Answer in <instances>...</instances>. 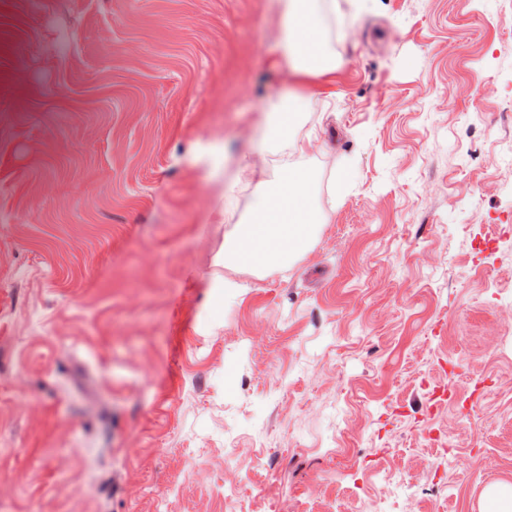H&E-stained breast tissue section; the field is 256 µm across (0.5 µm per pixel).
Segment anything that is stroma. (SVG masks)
Returning a JSON list of instances; mask_svg holds the SVG:
<instances>
[{
    "instance_id": "stroma-1",
    "label": "stroma",
    "mask_w": 512,
    "mask_h": 512,
    "mask_svg": "<svg viewBox=\"0 0 512 512\" xmlns=\"http://www.w3.org/2000/svg\"><path fill=\"white\" fill-rule=\"evenodd\" d=\"M279 25L0 0V512H372L392 475L397 512H482L512 484V0L333 23L293 158L327 222L228 299L257 189L215 224L213 181L225 149L273 168Z\"/></svg>"
}]
</instances>
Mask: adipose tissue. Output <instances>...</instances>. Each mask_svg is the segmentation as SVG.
Masks as SVG:
<instances>
[{"label":"adipose tissue","mask_w":512,"mask_h":512,"mask_svg":"<svg viewBox=\"0 0 512 512\" xmlns=\"http://www.w3.org/2000/svg\"><path fill=\"white\" fill-rule=\"evenodd\" d=\"M336 0H280L283 20L282 58L294 78H314L336 69L329 18ZM304 95L289 90L277 100L272 118L264 122L257 148L305 152L295 128L305 110ZM314 177L281 159L272 191L256 194L247 222L234 225L224 237L223 263L228 269L260 272L285 267L311 247L325 217L315 204Z\"/></svg>","instance_id":"adipose-tissue-1"}]
</instances>
